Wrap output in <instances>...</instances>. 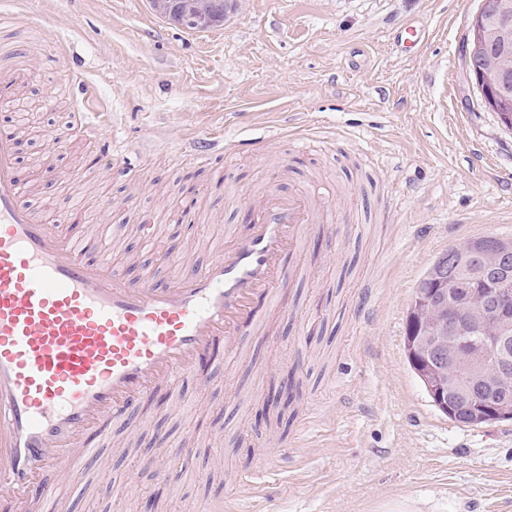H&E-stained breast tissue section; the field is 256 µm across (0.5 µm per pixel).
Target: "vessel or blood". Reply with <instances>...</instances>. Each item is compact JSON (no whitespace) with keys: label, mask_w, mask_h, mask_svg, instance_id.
<instances>
[{"label":"vessel or blood","mask_w":512,"mask_h":512,"mask_svg":"<svg viewBox=\"0 0 512 512\" xmlns=\"http://www.w3.org/2000/svg\"><path fill=\"white\" fill-rule=\"evenodd\" d=\"M25 72L0 70V100ZM19 132L0 128V512H54L57 460L94 452L157 387L175 389L256 332L310 225L336 210L318 190H263L247 233L202 267L155 286L22 201Z\"/></svg>","instance_id":"obj_1"}]
</instances>
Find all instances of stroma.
Returning a JSON list of instances; mask_svg holds the SVG:
<instances>
[{
	"instance_id": "stroma-1",
	"label": "stroma",
	"mask_w": 512,
	"mask_h": 512,
	"mask_svg": "<svg viewBox=\"0 0 512 512\" xmlns=\"http://www.w3.org/2000/svg\"><path fill=\"white\" fill-rule=\"evenodd\" d=\"M230 2L223 24L189 31L149 0H0L18 16L0 28V68L27 64L18 101L35 115L19 177L50 218L79 211L114 270L162 285L206 265L264 183L319 181L346 226L315 225L263 331L206 385L185 376L113 422L95 465L58 463L62 512H512V420L452 422L405 352L436 257L512 237V130L463 59L480 0ZM409 25L425 39L405 53L394 38ZM196 139L223 162L181 161ZM189 193L199 223L169 222ZM106 198L127 204L122 223ZM169 250L180 265L157 263Z\"/></svg>"
}]
</instances>
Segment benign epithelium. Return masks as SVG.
Here are the masks:
<instances>
[{"instance_id":"benign-epithelium-1","label":"benign epithelium","mask_w":512,"mask_h":512,"mask_svg":"<svg viewBox=\"0 0 512 512\" xmlns=\"http://www.w3.org/2000/svg\"><path fill=\"white\" fill-rule=\"evenodd\" d=\"M483 10L471 20L466 45V66L481 71L490 47L500 45L503 52L495 60L498 70H512V0H482ZM483 250L488 266L497 270L486 288L480 273L469 271L470 245L456 247L437 273L440 280H453L456 291H465L468 319L461 321L441 315L440 309L424 301L422 311L429 323V334L414 340V352L424 358L448 361L434 369L427 383L433 404L454 418L457 396L467 405L482 404L486 417L512 413V394L506 390L512 380V246L493 234L485 237ZM503 391L497 403H483L487 392Z\"/></svg>"}]
</instances>
